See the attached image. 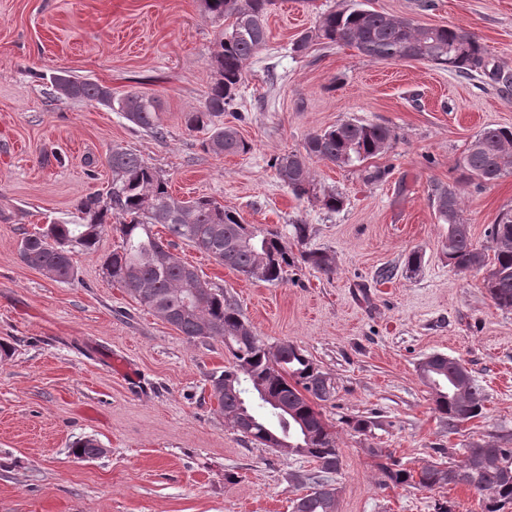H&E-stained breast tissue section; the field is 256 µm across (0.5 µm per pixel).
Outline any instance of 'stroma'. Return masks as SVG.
Returning <instances> with one entry per match:
<instances>
[{"label":"stroma","instance_id":"35a3bbf8","mask_svg":"<svg viewBox=\"0 0 512 512\" xmlns=\"http://www.w3.org/2000/svg\"><path fill=\"white\" fill-rule=\"evenodd\" d=\"M338 0H275L268 39L246 64L237 128L239 155L204 151L185 125L214 79L210 65L224 23L202 0H0V512H292L307 459L248 442L210 396L209 377L231 360L223 342L188 340L105 279L99 257H76L60 284L22 263L24 233L76 218L78 200L112 182L110 151L127 150L162 170L173 196H207L245 223L280 230L290 250H323L327 276L305 264L277 285L243 278L194 247L177 255L223 288L269 344L306 351L331 378L320 403L336 433L338 512H481L464 486L435 490L381 485L376 448L420 470L438 449L473 442L512 446V311L498 309L483 274L452 271L446 225L429 198L453 185L474 242L512 209V172L477 186L457 166L488 125L512 127V96L486 75L471 79L418 61H374L353 46L291 50ZM370 8L427 26L473 33L490 63L512 76V0H369ZM113 92L157 100L156 137L120 113L47 94L59 72ZM391 127L395 139L370 159L383 181L353 167L311 160L318 189L343 194L330 213L295 198L273 157L302 151L306 136L342 120ZM234 120V119H233ZM306 223L305 242L293 223ZM420 251L417 271L405 259ZM384 267L394 279L381 280ZM443 353L483 384L481 417L448 430L432 409L418 363ZM351 418L370 423L351 429ZM103 453L80 460L79 440Z\"/></svg>","mask_w":512,"mask_h":512}]
</instances>
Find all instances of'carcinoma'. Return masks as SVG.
Wrapping results in <instances>:
<instances>
[{
    "label": "carcinoma",
    "instance_id": "1",
    "mask_svg": "<svg viewBox=\"0 0 512 512\" xmlns=\"http://www.w3.org/2000/svg\"><path fill=\"white\" fill-rule=\"evenodd\" d=\"M272 2L203 0L208 14L228 21L211 60L214 81L205 103L185 116L188 129L206 132L202 147L207 152L245 154L250 150L236 127L220 123V117L232 109L246 62L266 43V17ZM312 42L350 44L377 61L413 59L460 76L482 72L496 80L501 78V72L489 70L479 40L463 28L426 26L395 18L366 8L364 0H341L336 9L323 14L313 28L296 38L293 51L301 52ZM503 84L509 88V79H503ZM51 87L55 94L96 102L121 113L136 127L163 136L152 97L136 93L117 96L108 87L65 73L52 77ZM392 140V130L386 125L344 120L310 133L304 152L276 156L271 167L279 181L300 199L315 191L309 160L316 158L339 167L361 165L384 153ZM107 162L112 170L110 188L77 202L78 222L47 224L27 233L18 245L21 261L50 273L55 282L68 283L75 276V256L97 252L110 216H121L122 222L113 226L119 244L101 257L103 276L125 288L141 306L186 338L224 343L232 361L210 376L218 411L234 427L244 418L250 420L251 428L239 431L244 438L270 448L275 436L284 441V455L316 464L331 462L330 472L317 466L294 476L307 493L293 501V512H337V502L326 487L340 472V454L336 437L318 409V402L333 396L331 379L294 344H266L239 306L224 296V289L202 279L172 248L182 242L221 266L271 285L282 282L288 268L298 261L331 274L335 270L333 258L325 251H303L296 256L278 231L245 224L239 214L208 197H174L168 180L135 153L114 150ZM458 168L480 186L512 171V128L484 127ZM431 196L439 223L448 225L444 244L448 266L458 273L490 267L484 288L497 308L512 310V212L500 213L486 228L494 252L493 262L488 264L484 249L473 242L469 226L461 219L456 189L436 184ZM318 201L334 213L345 203L336 192L324 193ZM158 224L165 235L153 231ZM417 372L430 388L433 410L448 430L483 415L485 388L460 360L433 353L418 363ZM101 452L91 439L72 449L78 459H91ZM372 453L387 459L379 463L386 485L426 490L465 485L481 495V512H504L512 505V448L472 443L462 449L460 460L428 464L417 473L382 448H374Z\"/></svg>",
    "mask_w": 512,
    "mask_h": 512
}]
</instances>
